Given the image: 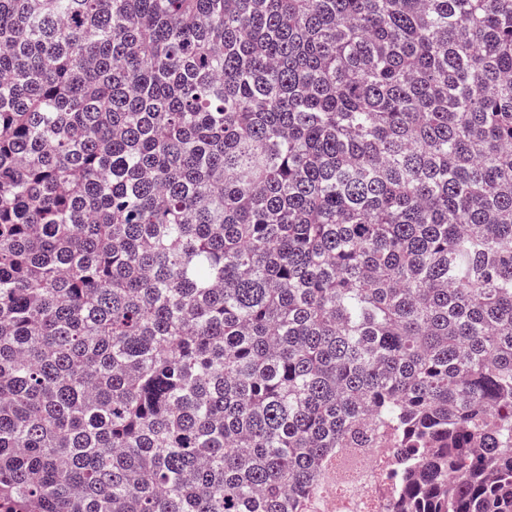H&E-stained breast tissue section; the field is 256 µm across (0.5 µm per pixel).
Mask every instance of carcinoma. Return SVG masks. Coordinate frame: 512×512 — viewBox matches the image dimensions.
Here are the masks:
<instances>
[{"label": "carcinoma", "mask_w": 512, "mask_h": 512, "mask_svg": "<svg viewBox=\"0 0 512 512\" xmlns=\"http://www.w3.org/2000/svg\"><path fill=\"white\" fill-rule=\"evenodd\" d=\"M512 512V0H0V512Z\"/></svg>", "instance_id": "obj_1"}]
</instances>
